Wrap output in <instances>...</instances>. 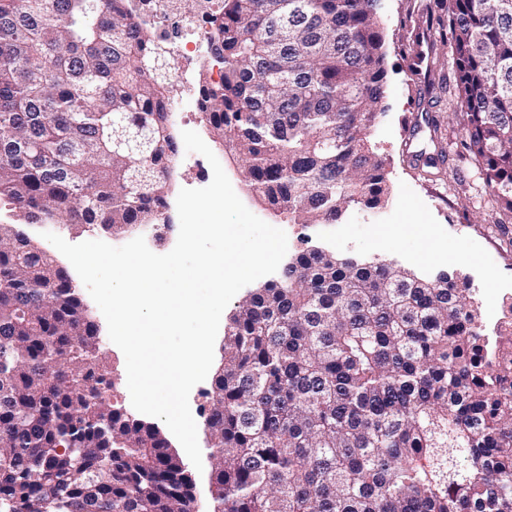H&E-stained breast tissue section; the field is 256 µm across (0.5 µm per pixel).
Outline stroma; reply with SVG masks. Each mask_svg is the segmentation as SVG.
I'll return each mask as SVG.
<instances>
[{
  "label": "stroma",
  "mask_w": 512,
  "mask_h": 512,
  "mask_svg": "<svg viewBox=\"0 0 512 512\" xmlns=\"http://www.w3.org/2000/svg\"><path fill=\"white\" fill-rule=\"evenodd\" d=\"M433 0H381L378 24L385 40L387 79L384 112L371 131L370 143L382 158L390 186L391 198L380 210L348 208L336 224H288L284 231L289 253L308 246H319L343 256L364 260H387L431 277L441 271L460 272L470 287L495 294L499 286L512 285V212L491 206L479 197L475 185L469 184L472 169L456 176L447 169L439 177L425 178L410 163L411 151L433 152L435 142L457 141L463 129L456 117L461 107L449 103L440 84L448 73V50L440 45L439 32L426 23H414L411 12H422ZM432 54V69L413 74L410 66L418 51ZM430 93L434 102L429 117L440 124L437 139L422 135L410 139L409 124L420 108L421 93ZM208 166L199 164L196 154L178 148L175 166L168 181L167 213L176 216L175 202L181 189L204 181ZM382 224L387 237L384 246L371 247V227ZM470 239L468 261H458L460 240ZM99 330L115 386L107 399L132 411L127 388L125 358L110 340L107 324L91 298L84 296Z\"/></svg>",
  "instance_id": "35a3bbf8"
}]
</instances>
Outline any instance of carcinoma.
<instances>
[{"mask_svg": "<svg viewBox=\"0 0 512 512\" xmlns=\"http://www.w3.org/2000/svg\"><path fill=\"white\" fill-rule=\"evenodd\" d=\"M212 141L280 220L389 199L380 0H223ZM464 135L512 212V6L436 0ZM174 52L126 0H0V208L121 234L164 223ZM489 338L468 288L303 250L229 318L208 393L213 512H512V305ZM97 330L65 269L0 224V512H194L153 427L108 402Z\"/></svg>", "mask_w": 512, "mask_h": 512, "instance_id": "carcinoma-1", "label": "carcinoma"}]
</instances>
